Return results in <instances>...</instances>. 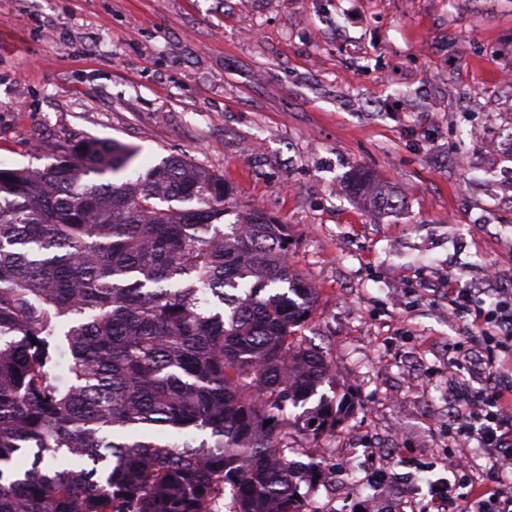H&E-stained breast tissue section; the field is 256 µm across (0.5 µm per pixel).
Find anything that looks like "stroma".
I'll return each mask as SVG.
<instances>
[{
	"label": "stroma",
	"mask_w": 512,
	"mask_h": 512,
	"mask_svg": "<svg viewBox=\"0 0 512 512\" xmlns=\"http://www.w3.org/2000/svg\"><path fill=\"white\" fill-rule=\"evenodd\" d=\"M428 53H420V45ZM512 0H0V165L60 144L169 155L223 175L225 222L254 208L291 230L316 290L307 338L353 409L290 439L325 512H421L448 471L449 340L472 318L449 282L495 264L512 289ZM396 208L346 190L353 168Z\"/></svg>",
	"instance_id": "obj_1"
}]
</instances>
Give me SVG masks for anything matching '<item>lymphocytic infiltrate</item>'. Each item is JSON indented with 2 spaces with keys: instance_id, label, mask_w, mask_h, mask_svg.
Instances as JSON below:
<instances>
[{
  "instance_id": "obj_1",
  "label": "lymphocytic infiltrate",
  "mask_w": 512,
  "mask_h": 512,
  "mask_svg": "<svg viewBox=\"0 0 512 512\" xmlns=\"http://www.w3.org/2000/svg\"><path fill=\"white\" fill-rule=\"evenodd\" d=\"M465 288H449L453 310L471 312L473 320L457 363L472 374L473 383L457 382L448 389V437L452 442L476 443L486 464L473 473L466 454L456 466L468 478V492L457 495L451 485L432 488L433 512H512V491L504 480L512 473V292L490 311L473 308Z\"/></svg>"
}]
</instances>
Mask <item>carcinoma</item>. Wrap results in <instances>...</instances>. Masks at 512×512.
<instances>
[{"label":"carcinoma","mask_w":512,"mask_h":512,"mask_svg":"<svg viewBox=\"0 0 512 512\" xmlns=\"http://www.w3.org/2000/svg\"><path fill=\"white\" fill-rule=\"evenodd\" d=\"M135 155L87 139L0 167V512H308L288 427L316 437L349 407H306L333 372L299 337L316 291L288 225L224 223V177L179 156L96 181ZM348 189L396 206L364 169Z\"/></svg>","instance_id":"obj_1"}]
</instances>
